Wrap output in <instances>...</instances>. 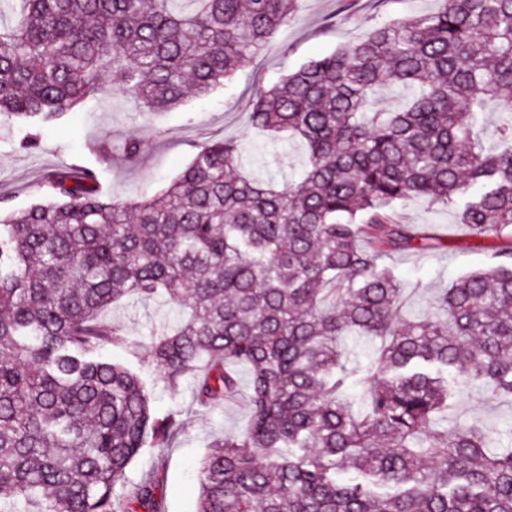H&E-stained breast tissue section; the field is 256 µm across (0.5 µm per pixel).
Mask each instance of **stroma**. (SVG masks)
I'll use <instances>...</instances> for the list:
<instances>
[{
  "label": "stroma",
  "mask_w": 512,
  "mask_h": 512,
  "mask_svg": "<svg viewBox=\"0 0 512 512\" xmlns=\"http://www.w3.org/2000/svg\"><path fill=\"white\" fill-rule=\"evenodd\" d=\"M435 7V0H299L294 18L279 35V50L239 70L207 96L160 111L151 121H143L123 94L108 87L80 111L45 129L34 149L22 148L20 133L1 121L0 192L10 195L12 207L24 209L41 199L35 189L39 178L64 168L84 167L96 173L111 196L150 197L184 170L196 142L208 136L241 140L248 150L241 164L244 171L265 165L298 178L300 147L287 135L272 140L251 128L244 107L250 90L258 84L269 87L278 83L310 58L355 41L377 22L427 13ZM130 135L152 145L139 163L129 165L118 156L107 165L98 162L93 145L103 141L117 144ZM398 215L402 223L443 241L440 249L407 251L390 260L404 287L406 317L425 314L439 291L490 264L489 251L458 223L453 210L412 200L399 207ZM177 315L174 305L136 301L106 313L111 323L137 340L144 339L151 326L175 320ZM152 408L158 414L181 412L188 428L172 447L147 451L132 464L129 475L136 479L162 470L159 494L166 512H195L199 462L214 437L234 433L243 425L247 403L239 399L221 409L199 406L186 380L177 395L158 391ZM445 420L451 425L478 422L506 436L512 434V401L494 397L487 387L474 384L458 396Z\"/></svg>",
  "instance_id": "obj_1"
}]
</instances>
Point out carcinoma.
<instances>
[{"instance_id": "obj_1", "label": "carcinoma", "mask_w": 512, "mask_h": 512, "mask_svg": "<svg viewBox=\"0 0 512 512\" xmlns=\"http://www.w3.org/2000/svg\"><path fill=\"white\" fill-rule=\"evenodd\" d=\"M296 2L0 0V118L36 145L106 82L143 115L207 95L278 47ZM436 2L254 90L252 128L304 148L297 180L245 176L240 141L205 140L150 199L58 170L44 201L0 217V506L161 512L160 473L128 469L184 431L151 403L191 378L204 405L248 403L209 444L196 512H512V435L491 447L482 426L442 424L465 383L512 398V0ZM387 85L403 103L378 111ZM410 199L457 207L491 265L404 320L379 260L443 247L397 219ZM130 300L182 319L132 341L105 319ZM351 331L376 343L364 371ZM108 346L146 350L154 374Z\"/></svg>"}]
</instances>
